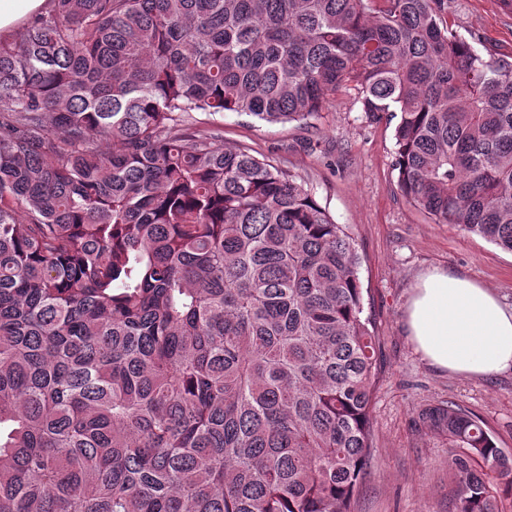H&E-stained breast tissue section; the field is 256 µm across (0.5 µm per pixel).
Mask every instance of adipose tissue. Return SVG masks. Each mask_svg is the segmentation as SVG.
Here are the masks:
<instances>
[{
	"label": "adipose tissue",
	"instance_id": "1",
	"mask_svg": "<svg viewBox=\"0 0 512 512\" xmlns=\"http://www.w3.org/2000/svg\"><path fill=\"white\" fill-rule=\"evenodd\" d=\"M405 324L417 351L437 369L467 376L512 369V309L467 278L443 269L423 274Z\"/></svg>",
	"mask_w": 512,
	"mask_h": 512
}]
</instances>
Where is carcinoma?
I'll return each instance as SVG.
<instances>
[{
    "instance_id": "obj_1",
    "label": "carcinoma",
    "mask_w": 512,
    "mask_h": 512,
    "mask_svg": "<svg viewBox=\"0 0 512 512\" xmlns=\"http://www.w3.org/2000/svg\"><path fill=\"white\" fill-rule=\"evenodd\" d=\"M0 39V512H350L377 340L354 238L191 112L399 113L398 186L512 252V59L442 0H50ZM456 512L512 455L453 405Z\"/></svg>"
}]
</instances>
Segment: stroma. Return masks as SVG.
Returning <instances> with one entry per match:
<instances>
[{
  "label": "stroma",
  "mask_w": 512,
  "mask_h": 512,
  "mask_svg": "<svg viewBox=\"0 0 512 512\" xmlns=\"http://www.w3.org/2000/svg\"><path fill=\"white\" fill-rule=\"evenodd\" d=\"M449 28L483 56L512 58V12L499 0H446ZM390 114L363 112L357 90L340 91L309 125L270 124L225 113V145L289 169L352 232L361 256L364 314L379 341L372 417L375 460L352 512H454L448 439L419 421L449 403L476 415L512 454V370L488 377L440 371L417 353L404 312L419 275L442 268L469 277L512 306V253L454 224L434 223L397 185Z\"/></svg>",
  "instance_id": "obj_1"
}]
</instances>
